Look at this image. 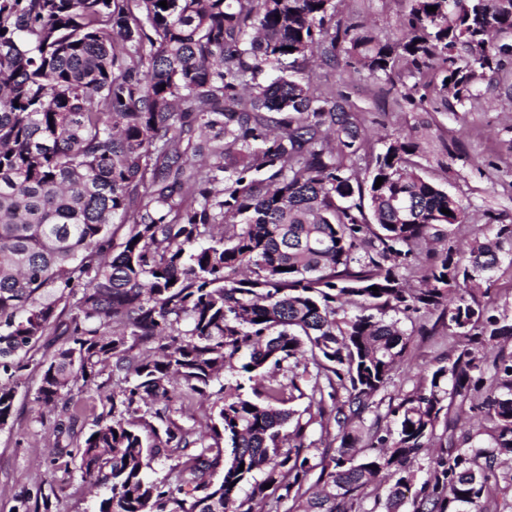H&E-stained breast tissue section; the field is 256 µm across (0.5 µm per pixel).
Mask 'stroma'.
I'll return each mask as SVG.
<instances>
[{"label":"stroma","mask_w":512,"mask_h":512,"mask_svg":"<svg viewBox=\"0 0 512 512\" xmlns=\"http://www.w3.org/2000/svg\"><path fill=\"white\" fill-rule=\"evenodd\" d=\"M336 16L367 23L383 37L397 38L410 9L409 0H334ZM313 82L328 85L348 97L358 109L357 118L367 140L365 151L383 150L388 137L404 133L419 149L414 157L419 171L468 206L471 219L452 227L457 246L487 233L490 218L512 224V64L485 81L478 96L465 105L445 106L431 100L412 105L389 93L384 82L368 71L332 65L313 58L305 69ZM434 316L417 315L404 321L412 336L408 350L391 382L379 394L386 400L411 390L428 370L446 364L461 340L435 327ZM49 350L36 347L30 362L16 380L15 414L12 423L0 429V512H13L15 498L25 491L49 494L50 512H96L104 488L89 487L73 456L55 457L56 415L37 401L41 364ZM125 385L120 374H102L95 386L75 390L63 401L77 412V427L89 432L105 416L109 405L104 396ZM213 400L199 395L173 402L171 419L197 434L209 431Z\"/></svg>","instance_id":"stroma-1"}]
</instances>
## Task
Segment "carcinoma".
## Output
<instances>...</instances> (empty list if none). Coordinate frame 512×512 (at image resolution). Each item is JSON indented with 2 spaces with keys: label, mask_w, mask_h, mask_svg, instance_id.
I'll list each match as a JSON object with an SVG mask.
<instances>
[{
  "label": "carcinoma",
  "mask_w": 512,
  "mask_h": 512,
  "mask_svg": "<svg viewBox=\"0 0 512 512\" xmlns=\"http://www.w3.org/2000/svg\"><path fill=\"white\" fill-rule=\"evenodd\" d=\"M159 2L0 0V426L41 343L46 406L106 368L127 383L76 445L108 490L97 512H262L272 495L296 512H512V319L478 300L512 224L457 250L467 206L418 173L412 139L360 178L348 99L297 77L316 51L388 81L436 67L464 105L512 57L493 43L512 0H411L395 42L333 22L332 0ZM422 311L463 345L367 425ZM174 380L214 391L211 442L171 420ZM147 399L163 407L142 414ZM327 418L325 465L304 440ZM189 448L176 484L150 478Z\"/></svg>",
  "instance_id": "cac0c4a2"
}]
</instances>
